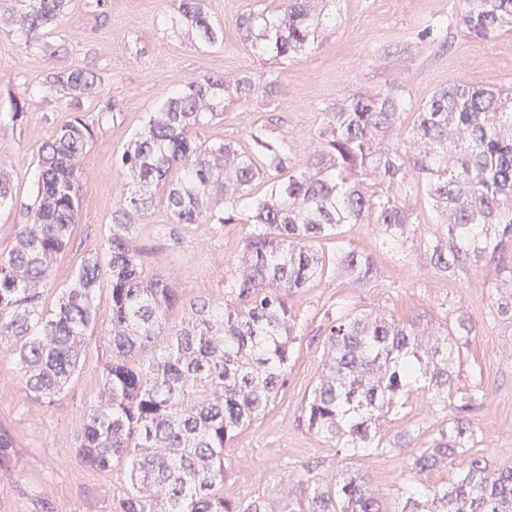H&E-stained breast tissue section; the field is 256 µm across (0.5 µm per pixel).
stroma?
I'll list each match as a JSON object with an SVG mask.
<instances>
[{
  "label": "stroma",
  "instance_id": "stroma-1",
  "mask_svg": "<svg viewBox=\"0 0 512 512\" xmlns=\"http://www.w3.org/2000/svg\"><path fill=\"white\" fill-rule=\"evenodd\" d=\"M178 5V0H106L102 6L97 0H71L61 24L45 36L44 47L31 51L0 30V167L10 172L17 199L15 206L0 208V251L13 246L16 226L24 221L22 206L30 201L39 146L70 117L64 99L37 95L36 87L47 75L71 69H89L102 78L101 97L84 104L87 117L96 123L95 137L83 158L78 221L69 245L54 261L44 290L46 306L54 305L81 257L99 248L106 235L112 208L129 181L115 162L118 153L147 113L177 86L209 75L230 82L245 75H273L279 84L275 107L263 108L255 97L237 99L196 135L209 143L244 145L255 126L266 124L293 143L296 165L307 159L309 136L323 110L344 96L388 91L414 111L454 81L512 87V32L476 43L459 22V0H338L335 22L323 30L311 53L265 63L243 40L238 21L273 7V0H208L212 19L224 29V40L216 45L170 27L168 19ZM436 21L447 34V47L426 33ZM108 101L116 116L98 122ZM18 103L25 104L26 114L16 120L12 113ZM159 224L173 225L172 235L156 236ZM250 230L247 224L220 230L174 224L159 191L151 210L139 219L134 243L146 250L152 272L175 276L183 298L217 297L230 285L233 262ZM345 240L371 256L378 280L357 288L339 272L287 295L289 307L303 319L288 383L263 416L227 443L224 456L231 470L224 482L225 499L245 504L260 497L269 512H288L298 480L309 475L328 480L355 468L370 475L379 496L394 502L407 452L340 454L298 424L322 371L324 311L339 299L396 320L420 314L436 326L451 324L454 309L463 308L477 335L465 352L457 382L481 383L487 394L484 408L473 417L483 432L475 453L494 466L512 464V325L491 318L496 291L483 270L434 271L419 256L386 249L365 224L348 227ZM108 355V328L100 325L82 369L48 409L30 395L13 343L0 344V429L13 439L10 461L0 469V512H39L45 501L56 512H109L112 501L129 492L126 463L103 475L75 451ZM444 420L421 393L385 428L391 437L411 429L421 450Z\"/></svg>",
  "mask_w": 512,
  "mask_h": 512
}]
</instances>
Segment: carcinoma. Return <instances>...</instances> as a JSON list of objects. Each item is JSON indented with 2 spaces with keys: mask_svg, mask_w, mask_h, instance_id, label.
<instances>
[{
  "mask_svg": "<svg viewBox=\"0 0 512 512\" xmlns=\"http://www.w3.org/2000/svg\"><path fill=\"white\" fill-rule=\"evenodd\" d=\"M71 0H0V26L25 49L42 44ZM336 0H278L242 18L239 28L259 56L293 58L313 45ZM206 0H179L171 27L194 30L205 44L224 39ZM460 23L476 42L512 31V0H461ZM87 69L47 77L36 93L59 96L73 116L38 150L26 220L0 252V343L16 347L33 396L53 404L81 369L87 333L109 327L103 385L87 414L78 453L109 473L125 459L130 492L110 512H267L257 498L224 499L230 466L224 445L264 415L286 386L301 315L284 295L340 268L357 286L378 279L370 257L343 241L351 224H371L382 242L420 251L432 269L489 268L496 289L493 319L512 323V92L455 81L417 111L390 92L350 94L322 112L306 163L290 164L293 145L267 126L251 132L259 152L232 141L193 136L203 118L224 114L235 95L274 101L277 80L221 77L173 89L148 113L119 162L131 176L112 209L99 250L83 257L55 306L43 305L53 259L70 242L83 185L82 159L94 128L81 102L100 96ZM402 139L390 146L394 131ZM415 173L427 204L443 223L426 235L411 199ZM166 191L176 224H250L224 300H185L172 280L150 273L132 244L135 221ZM16 203L0 171V207ZM111 302L94 301L102 275ZM183 309L179 325L167 314ZM323 371L302 407L307 430L356 456L415 446L414 432L386 439L382 425L418 390L448 416L430 445L411 455L388 509L369 477L346 469L334 481L308 477L289 512H512V465L493 469L482 456L458 458L480 443L471 419L485 402L478 383L454 373L475 326L460 313L434 329L421 317L396 321L357 311L345 300L324 312ZM451 474L440 485L417 476Z\"/></svg>",
  "mask_w": 512,
  "mask_h": 512,
  "instance_id": "1",
  "label": "carcinoma"
}]
</instances>
